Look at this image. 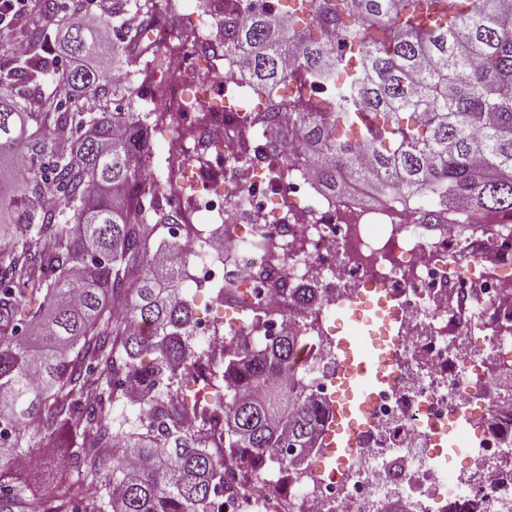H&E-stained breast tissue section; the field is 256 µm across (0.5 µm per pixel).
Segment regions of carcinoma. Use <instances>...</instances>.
Masks as SVG:
<instances>
[{"label": "carcinoma", "mask_w": 512, "mask_h": 512, "mask_svg": "<svg viewBox=\"0 0 512 512\" xmlns=\"http://www.w3.org/2000/svg\"><path fill=\"white\" fill-rule=\"evenodd\" d=\"M128 11L150 21L153 0H112V27ZM145 34L71 26L63 67L34 26L26 53L0 63V161L25 163L0 190V512H212L225 470L246 489L263 465L286 471L315 448L323 409L299 366L303 337L252 347L215 330L200 346L181 295L188 249L163 241L157 258L153 236L179 215L142 205L158 186L136 79L167 74L171 58ZM221 36L267 96L271 151L293 143L328 193L363 183L431 224L512 214V0H247ZM104 54L122 81L77 65ZM298 79L336 92L279 94ZM114 97L129 111L76 104ZM252 246L288 276L287 242ZM267 318L247 313L240 329L258 335ZM40 448L59 454L51 496L15 464Z\"/></svg>", "instance_id": "1"}]
</instances>
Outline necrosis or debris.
Returning a JSON list of instances; mask_svg holds the SVG:
<instances>
[{
  "label": "necrosis or debris",
  "instance_id": "1",
  "mask_svg": "<svg viewBox=\"0 0 512 512\" xmlns=\"http://www.w3.org/2000/svg\"><path fill=\"white\" fill-rule=\"evenodd\" d=\"M170 14L169 0H154L155 41L163 50L184 40L183 52L162 84L144 78L139 90L155 128L174 130L149 170L161 202H184L190 281L220 286L249 268L243 300L270 311L274 330L313 337L302 359L328 403L337 360L327 338L340 303L378 290L405 338L398 379L371 392L344 471L273 477L288 512H512V391L488 387L490 364L512 367V216L476 214L462 230L369 205L360 188L324 194L296 151L272 159L252 128L264 100L241 82L214 33L225 18L242 19V0H188L180 27ZM191 68L203 71L193 84L183 78ZM223 223L244 243L287 239V279H260L263 253L227 256L206 231ZM297 288L311 301L296 300ZM460 414L471 430L456 467L443 443Z\"/></svg>",
  "mask_w": 512,
  "mask_h": 512
}]
</instances>
